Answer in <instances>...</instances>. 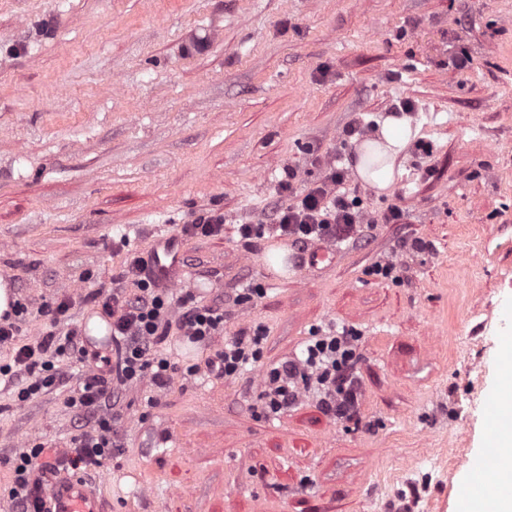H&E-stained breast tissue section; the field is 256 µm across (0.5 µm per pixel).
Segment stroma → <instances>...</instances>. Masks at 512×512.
Returning <instances> with one entry per match:
<instances>
[{"label":"stroma","instance_id":"obj_1","mask_svg":"<svg viewBox=\"0 0 512 512\" xmlns=\"http://www.w3.org/2000/svg\"><path fill=\"white\" fill-rule=\"evenodd\" d=\"M461 46L473 63L456 69ZM402 100L413 142L392 187L345 189L405 223L320 271L289 247L287 275L269 272L276 238L249 251L237 228L292 203L282 168L301 191L320 174L309 148L353 167L346 127L378 138ZM208 212L223 235L184 240L183 259L198 300L223 297L224 333L163 350L183 367L260 326L263 356L237 378L123 391L122 449L83 475L105 512H458L512 332V0H0V273L27 308L18 342L63 296L59 328L81 332L80 297L119 285L121 238L144 253L151 227ZM415 237L431 251L397 256ZM394 256L401 282L370 275ZM330 325L360 335V424L312 397L258 415L265 371ZM66 395L21 403L0 384V512L16 455L78 434Z\"/></svg>","mask_w":512,"mask_h":512}]
</instances>
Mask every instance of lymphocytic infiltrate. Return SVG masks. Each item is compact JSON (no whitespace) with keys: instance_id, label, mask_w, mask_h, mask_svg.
Segmentation results:
<instances>
[{"instance_id":"f902f5d3","label":"lymphocytic infiltrate","mask_w":512,"mask_h":512,"mask_svg":"<svg viewBox=\"0 0 512 512\" xmlns=\"http://www.w3.org/2000/svg\"><path fill=\"white\" fill-rule=\"evenodd\" d=\"M283 172L279 191L295 194L296 200L277 210L273 224L240 225L238 234L246 249H253L269 232L301 250L315 244L338 246L369 238L377 224H398L405 218L395 205L379 217H366L362 199L342 192L348 171L336 163H327L323 177L300 193L294 190L296 168L287 166ZM120 277L126 280V287L107 295L94 290L84 297L85 302L100 306L112 321L111 355L58 332L57 323L73 306L69 299L52 307V326L34 342L16 344V326L0 327V345L13 347L11 362L0 365V379L17 385L19 401L62 386V364L75 362L85 369L84 377L70 388L66 404L85 420L87 428L59 452L47 453L44 444L36 442L16 456L8 490L16 512H54L51 499L44 494L49 478L94 469L120 451L116 425L121 391L145 378L157 388H166L182 370L161 351L171 332L195 344L218 335L224 338L223 348L182 370L190 376L236 377L262 357L263 328H255L249 335L224 336L227 313L223 300L204 305L190 293L173 296L158 286L147 272L143 256L135 252L128 253ZM358 341V336L345 328L313 331L300 357L283 361L268 372L266 387L258 396L261 414L280 415L312 390L326 415L359 422Z\"/></svg>"}]
</instances>
